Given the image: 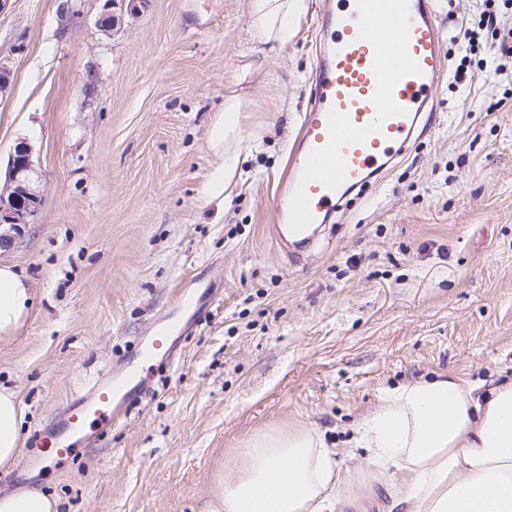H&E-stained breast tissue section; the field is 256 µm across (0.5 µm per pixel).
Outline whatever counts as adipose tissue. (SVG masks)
<instances>
[{"label": "adipose tissue", "instance_id": "obj_1", "mask_svg": "<svg viewBox=\"0 0 512 512\" xmlns=\"http://www.w3.org/2000/svg\"><path fill=\"white\" fill-rule=\"evenodd\" d=\"M300 8L299 0H247L251 38L288 43ZM243 106L229 95L212 118L202 203L222 197L235 177ZM31 305L26 279L0 264V339L16 335ZM20 425L15 392L0 386V467L20 454ZM354 431L353 447L401 512H512V381L481 395L460 378L407 383L385 392ZM336 455L314 428L261 431L240 449L207 512H368L369 503L343 495Z\"/></svg>", "mask_w": 512, "mask_h": 512}]
</instances>
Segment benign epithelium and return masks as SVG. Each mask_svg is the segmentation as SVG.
<instances>
[{"instance_id": "7a95c632", "label": "benign epithelium", "mask_w": 512, "mask_h": 512, "mask_svg": "<svg viewBox=\"0 0 512 512\" xmlns=\"http://www.w3.org/2000/svg\"><path fill=\"white\" fill-rule=\"evenodd\" d=\"M139 10L136 0H105L99 24L103 31L110 32L125 15L132 16ZM33 174L32 149L21 143L9 159L6 187L0 193V223L16 231L31 223L42 204V195L33 187Z\"/></svg>"}]
</instances>
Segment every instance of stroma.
<instances>
[{
    "label": "stroma",
    "mask_w": 512,
    "mask_h": 512,
    "mask_svg": "<svg viewBox=\"0 0 512 512\" xmlns=\"http://www.w3.org/2000/svg\"><path fill=\"white\" fill-rule=\"evenodd\" d=\"M321 2L304 0L282 47L250 43L246 0H147L109 33L104 0L0 14V172L27 142L43 198L0 248L34 295L0 340L22 433L1 493L39 489L58 512H206L251 436L304 426L339 443L343 480L383 510L345 446L356 420L410 382L512 380V68L455 78V36L492 40L483 0H431L447 56L431 130L299 256L276 241ZM231 93L246 139L202 207L209 123ZM165 323L182 331L150 390L77 457L23 477L38 433Z\"/></svg>",
    "instance_id": "obj_1"
}]
</instances>
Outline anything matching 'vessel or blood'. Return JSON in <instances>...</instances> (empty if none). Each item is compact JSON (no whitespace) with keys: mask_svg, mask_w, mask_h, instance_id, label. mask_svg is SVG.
Segmentation results:
<instances>
[{"mask_svg":"<svg viewBox=\"0 0 512 512\" xmlns=\"http://www.w3.org/2000/svg\"><path fill=\"white\" fill-rule=\"evenodd\" d=\"M328 5L319 31L311 110L285 192L281 223L295 235L344 206L375 170L413 145L433 114L444 42L428 0H343ZM169 327L140 344L143 364L169 359ZM135 374L96 379L46 436L58 458L73 456L87 424L110 429L125 414Z\"/></svg>","mask_w":512,"mask_h":512,"instance_id":"vessel-or-blood-1","label":"vessel or blood"}]
</instances>
